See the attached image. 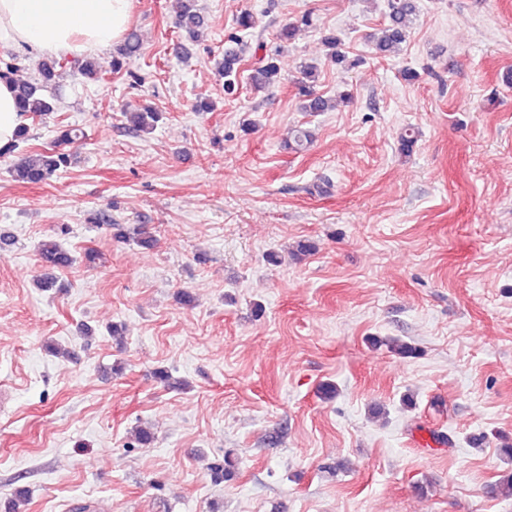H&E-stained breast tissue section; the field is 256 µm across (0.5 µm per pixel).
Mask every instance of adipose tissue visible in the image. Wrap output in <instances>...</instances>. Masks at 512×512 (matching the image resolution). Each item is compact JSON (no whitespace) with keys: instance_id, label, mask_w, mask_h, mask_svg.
Listing matches in <instances>:
<instances>
[{"instance_id":"obj_1","label":"adipose tissue","mask_w":512,"mask_h":512,"mask_svg":"<svg viewBox=\"0 0 512 512\" xmlns=\"http://www.w3.org/2000/svg\"><path fill=\"white\" fill-rule=\"evenodd\" d=\"M130 22L131 0H0V44L34 59L109 48Z\"/></svg>"}]
</instances>
